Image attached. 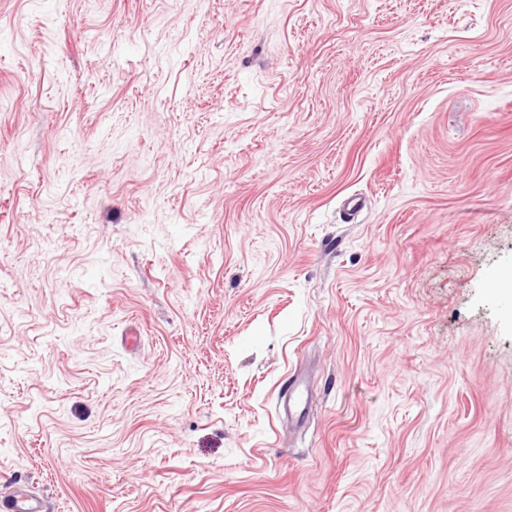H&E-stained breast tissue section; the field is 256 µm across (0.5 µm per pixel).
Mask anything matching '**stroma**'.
<instances>
[{
	"label": "stroma",
	"mask_w": 512,
	"mask_h": 512,
	"mask_svg": "<svg viewBox=\"0 0 512 512\" xmlns=\"http://www.w3.org/2000/svg\"><path fill=\"white\" fill-rule=\"evenodd\" d=\"M508 269L512 0H0V493L512 512ZM288 418L292 419L295 411L302 415L304 404L308 403V391L301 380L295 378L288 386Z\"/></svg>",
	"instance_id": "obj_1"
}]
</instances>
